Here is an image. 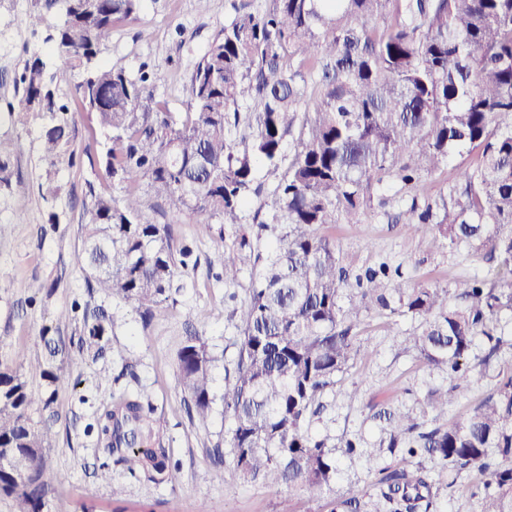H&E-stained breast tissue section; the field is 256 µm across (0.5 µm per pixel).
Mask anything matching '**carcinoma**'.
I'll return each mask as SVG.
<instances>
[{
	"label": "carcinoma",
	"instance_id": "cac0c4a2",
	"mask_svg": "<svg viewBox=\"0 0 512 512\" xmlns=\"http://www.w3.org/2000/svg\"><path fill=\"white\" fill-rule=\"evenodd\" d=\"M141 0H32V33L47 32L59 68L79 73L69 94L38 55L14 72L21 98L12 123L41 129L44 160L72 161L75 115L86 112L104 134L97 178L124 183L117 200L89 185L84 245L75 263L87 285L137 306L144 321L182 288L193 255L177 244L168 213L188 223L215 218L232 244L220 257L224 282L252 274L249 302L235 312L240 330L224 411L230 448L250 481L286 485L318 497L335 482V449L308 425L336 376L354 359L360 312L388 309L418 326L407 338L454 384L431 395L441 409L469 381L476 340L482 364H502L499 380L468 415L425 429L409 414L385 411L386 447L401 463L381 468L366 487L327 503L328 512H437L435 481L415 459L427 455L456 475L477 473L481 512H512V281L473 277L446 288L412 286L401 267L383 263L350 277L328 224H358L374 193L391 179L415 188L464 150L449 193L401 213L407 230L450 247L461 244L512 275V0H269L224 25L195 64L187 112L176 120L147 64L132 76L98 61L114 28L137 19ZM320 74V99L298 78ZM248 133L238 137L240 128ZM291 159L264 209L245 223L260 192L256 164L277 170L285 138ZM13 141L0 138V187H9ZM151 202H145L139 182ZM110 317L83 316L78 339L42 327L41 351L0 358V496L13 512H43L46 451L58 421L54 401L71 348L97 359L109 343ZM217 358L198 332L177 354L178 381L191 419L204 425L215 396ZM38 371L33 386L27 366ZM154 408L121 395L96 420L98 443L117 463L155 484H176L179 469L154 432Z\"/></svg>",
	"mask_w": 512,
	"mask_h": 512
}]
</instances>
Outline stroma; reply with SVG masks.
I'll list each match as a JSON object with an SVG mask.
<instances>
[{
    "label": "stroma",
    "mask_w": 512,
    "mask_h": 512,
    "mask_svg": "<svg viewBox=\"0 0 512 512\" xmlns=\"http://www.w3.org/2000/svg\"><path fill=\"white\" fill-rule=\"evenodd\" d=\"M266 6L267 0H209L203 8L197 0H142L138 20L113 30L106 58L132 74L140 64H148L158 94L178 117L187 110L194 64L218 31L239 12H260ZM30 7V0H0V136L18 145L12 184L0 191V352L23 348L35 353L43 325L75 302L82 311L102 308L114 318L111 352L98 360L74 355L65 365L68 378L55 397L59 420L46 458L52 482L45 512H198L202 504L211 512H279L289 495L297 512H323L321 502L306 494L292 495L287 488L244 479L228 452L231 420L222 396L240 343L232 312L247 302L251 274L242 272L231 285L224 282L219 257L231 238L223 225L204 233L194 223L174 224L176 241L192 247L195 263L185 271L180 292L159 306L151 321H143L134 304L89 291L74 257L82 247L88 184L95 179L90 160L103 152L105 141L92 116L79 114L74 163L52 167L40 157L39 127L20 129L11 123L4 105L16 94L7 77L32 55L55 59L52 44L32 35L27 25ZM470 161L468 154L453 155L413 190L389 181L385 205L362 215L360 223L332 224L321 233L335 242L343 265L353 274L385 262L400 267L414 285L451 289L474 275L500 280L495 264L471 249L437 247L430 236L408 234L404 224L390 221L411 197L424 202L446 194L458 169ZM48 176L60 187L53 203L43 201L37 191L38 182ZM20 206L25 209L21 217L15 214ZM52 212L57 215L53 221L48 218ZM20 281L50 288L51 298L34 300L18 292ZM414 325V320L381 309L359 317L354 363L338 375L324 411L310 420L312 433L327 438L329 446H342L354 437L366 448L362 454L338 456L339 472L330 496L348 495L368 485L377 469L398 464V456L380 446L385 432L376 411L399 409L422 418L431 429L468 413L496 382L495 369H487L443 413H432L428 398L432 391L447 388L448 377L407 347L405 338ZM191 329L206 337L218 358L216 402L204 426L190 419L178 382L177 352ZM357 384L362 387L360 398L347 399L346 391ZM122 393L141 395L154 406L169 461L180 469L178 484L158 485L144 475H131L97 447L96 436L87 427L113 396ZM217 447L225 452L223 460L213 455ZM104 464L110 473L106 481L96 476ZM422 464L436 481L439 512H480L471 477L453 476L427 457ZM59 473L64 482H55Z\"/></svg>",
    "instance_id": "1"
}]
</instances>
